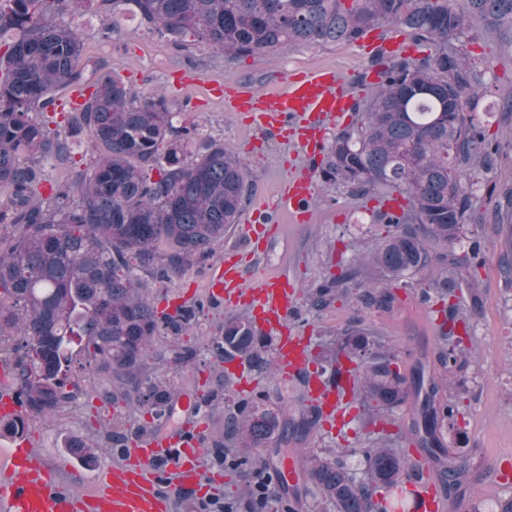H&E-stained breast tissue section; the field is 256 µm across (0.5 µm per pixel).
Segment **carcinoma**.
Masks as SVG:
<instances>
[{
    "mask_svg": "<svg viewBox=\"0 0 512 512\" xmlns=\"http://www.w3.org/2000/svg\"><path fill=\"white\" fill-rule=\"evenodd\" d=\"M485 28L512 48V0H470ZM139 15L150 31L173 42L193 38L227 54L248 56L303 43H355L375 26L404 29L417 54L374 59L376 90L352 106L353 118L336 132L317 166L327 185L374 200L375 237L365 259L340 260L309 291L311 307L355 297L365 308L390 311L393 288H417L442 304L437 358L450 374L463 372L470 352L469 319L481 308L475 288L484 241L482 208L491 202L473 178L496 168L500 144L477 115L486 95L484 72L467 56L470 19L454 0H0V358L10 382L36 417L95 397L122 403L149 419L134 429L118 417L104 437L80 447L93 459L155 433L184 394L176 380H160L198 366V349L181 341L199 326L210 298L173 312L161 310L154 281L183 276L239 223L250 190L246 168L224 138L209 137L192 150L195 126L174 124L162 93L143 95L105 65L84 80V43L59 21L68 13L115 11ZM93 88L76 108L55 114L74 88ZM91 153L71 182L52 179L67 169L84 140ZM473 236L458 254L456 242ZM465 273L470 299L449 302L456 289L436 270ZM83 345L88 370L100 380L89 394L63 374L71 347ZM271 340L246 313L230 315L210 336L216 363L241 360L249 368L274 365ZM316 374L336 382L341 359L354 362L359 384L352 403L369 427L391 424L409 396L387 338L349 327L314 343ZM297 380L298 408L237 393L224 401V431L206 437L218 452L249 451L300 442L324 418L310 395L309 377ZM422 396L418 430L431 463L448 478V493L464 494L487 471L460 450L443 448L444 435L467 441L458 424L459 396L418 377ZM219 395L197 399L194 413L211 414ZM346 448L306 455L303 482L319 512H396V492L419 469L399 448L378 443L364 451V476L342 462Z\"/></svg>",
    "mask_w": 512,
    "mask_h": 512,
    "instance_id": "carcinoma-1",
    "label": "carcinoma"
}]
</instances>
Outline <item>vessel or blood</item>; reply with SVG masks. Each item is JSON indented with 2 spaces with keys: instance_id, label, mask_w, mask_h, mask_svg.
Wrapping results in <instances>:
<instances>
[{
  "instance_id": "vessel-or-blood-1",
  "label": "vessel or blood",
  "mask_w": 512,
  "mask_h": 512,
  "mask_svg": "<svg viewBox=\"0 0 512 512\" xmlns=\"http://www.w3.org/2000/svg\"><path fill=\"white\" fill-rule=\"evenodd\" d=\"M369 52H397L404 39L383 28L369 29L360 40ZM352 105L334 70L316 68L295 77L286 88L258 93L249 88L227 87L224 107L246 112L254 127L284 141L295 138L299 146L322 143L328 123ZM309 175L287 181L278 204L291 220L308 219L311 196ZM206 293L217 303L245 306L255 327L271 336L281 367L296 374L308 362L307 342L291 322L296 287L283 271L242 263L239 256L221 261L206 283ZM353 362L340 365L339 387L325 386L311 377L310 389L325 416L343 418L346 393L352 392L356 374ZM22 406L16 390L0 384V416L19 419ZM202 438L175 426L163 434L131 442L120 463L101 472L96 484L78 494L61 484L55 469L36 454L30 443L18 441L0 458V512H169L177 494L195 488L200 480ZM169 470V483H161V470ZM414 512H447L448 499L428 480L412 482Z\"/></svg>"
}]
</instances>
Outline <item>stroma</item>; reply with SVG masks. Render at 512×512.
<instances>
[{"instance_id": "stroma-1", "label": "stroma", "mask_w": 512, "mask_h": 512, "mask_svg": "<svg viewBox=\"0 0 512 512\" xmlns=\"http://www.w3.org/2000/svg\"><path fill=\"white\" fill-rule=\"evenodd\" d=\"M69 24L80 33L84 53L91 61L84 71L86 82H95V63L105 64L141 93L163 92L173 111L196 123L201 136H220L225 147L235 149L249 173L250 192L243 217L261 212L272 220L271 211L262 210L264 201L273 200L290 170L309 165L308 154L298 144H283L262 137L236 113L225 111L223 98L212 92L214 83L244 85L263 92L282 86L288 78L314 67L334 68L353 98L371 93L367 80L370 55L355 43L296 44L275 53L232 58L199 42L182 45L148 33L129 13L102 15L87 12L69 17ZM111 36H104V29ZM467 49L473 62L484 72L489 91L484 99L492 111L482 120L493 140L502 147L497 168L487 181L495 187H512V50L505 48L495 34L474 25ZM311 219L304 224L282 222V235L271 243L270 268L285 269L299 288L294 323L303 336L330 335L360 323L386 334L395 349L399 366L412 374L424 366L430 379L441 380L444 370L436 358V317L433 307L421 302L410 289H397V308L386 314L358 306L342 298L322 310L311 308L305 294L317 283L340 255L361 249V239L375 230L372 203L350 197L322 182H315L307 203ZM247 232L235 227L223 243L206 258L194 261L178 280L157 284L158 296L175 298L183 287L203 290L207 279L225 253H247ZM484 263L478 270L482 308L472 319L471 361L463 373L467 392L463 400L468 443L465 452L492 467L500 455L512 454V288L499 266L500 246L493 222H486ZM118 408L101 401L64 406L52 422L27 417L24 431L33 448L53 464L72 489H89L98 473L118 461L109 452L90 462L80 461L70 445L104 434ZM358 420L355 411L345 414L339 430L323 426L310 433L304 449L355 446L348 456L351 468H359L365 443L356 442ZM276 458L269 449H258L252 459L230 453L216 459L205 453L204 473L195 493L178 495L173 512H199L200 502L216 498L232 502L237 512H250L241 497L255 482L267 478Z\"/></svg>"}]
</instances>
